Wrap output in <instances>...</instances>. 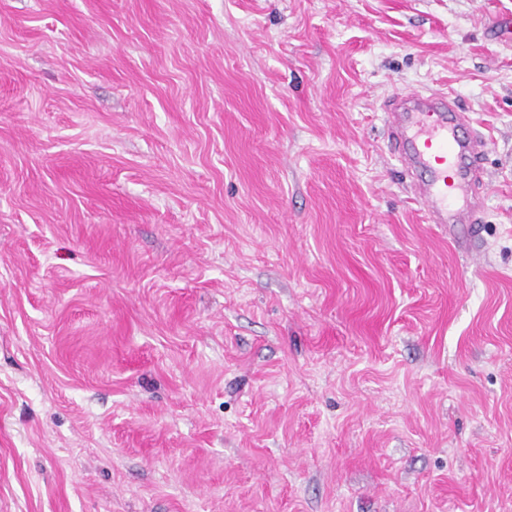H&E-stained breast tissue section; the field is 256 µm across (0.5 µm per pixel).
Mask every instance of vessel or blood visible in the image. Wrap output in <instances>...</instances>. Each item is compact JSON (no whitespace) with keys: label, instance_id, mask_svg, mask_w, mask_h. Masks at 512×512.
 <instances>
[{"label":"vessel or blood","instance_id":"obj_1","mask_svg":"<svg viewBox=\"0 0 512 512\" xmlns=\"http://www.w3.org/2000/svg\"><path fill=\"white\" fill-rule=\"evenodd\" d=\"M391 152L431 224H481L487 139L447 93L411 91L383 102Z\"/></svg>","mask_w":512,"mask_h":512}]
</instances>
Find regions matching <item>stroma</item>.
Here are the masks:
<instances>
[{
	"label": "stroma",
	"mask_w": 512,
	"mask_h": 512,
	"mask_svg": "<svg viewBox=\"0 0 512 512\" xmlns=\"http://www.w3.org/2000/svg\"><path fill=\"white\" fill-rule=\"evenodd\" d=\"M512 0H0V512H512ZM489 142L428 223L383 101Z\"/></svg>",
	"instance_id": "obj_1"
}]
</instances>
